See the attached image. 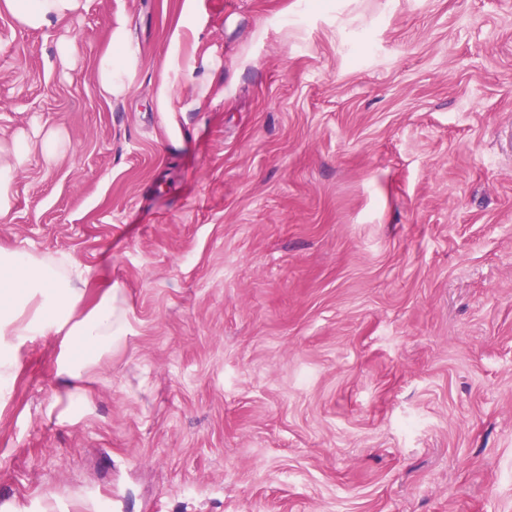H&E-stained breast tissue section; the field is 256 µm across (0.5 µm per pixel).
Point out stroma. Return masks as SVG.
Wrapping results in <instances>:
<instances>
[{
    "label": "stroma",
    "instance_id": "stroma-1",
    "mask_svg": "<svg viewBox=\"0 0 512 512\" xmlns=\"http://www.w3.org/2000/svg\"><path fill=\"white\" fill-rule=\"evenodd\" d=\"M139 54L96 91L110 32ZM76 42L71 68L56 42ZM173 97V145L156 110ZM0 247L128 327L77 424L60 342L0 402L21 512H512V0H86L0 13V141L48 129ZM85 0H2L0 11H8L24 28L44 29L78 15Z\"/></svg>",
    "mask_w": 512,
    "mask_h": 512
}]
</instances>
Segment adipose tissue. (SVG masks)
<instances>
[{"label":"adipose tissue","instance_id":"ef3b65f1","mask_svg":"<svg viewBox=\"0 0 512 512\" xmlns=\"http://www.w3.org/2000/svg\"><path fill=\"white\" fill-rule=\"evenodd\" d=\"M85 0H0L24 28L44 29L78 15ZM135 52L128 39L110 38L95 59L96 87L108 100L125 92L135 67ZM63 141L48 131L39 144L17 136L0 144V223L11 221L16 178L32 151L46 162L61 155ZM89 270L67 253H36L24 248H0V401L17 377L18 354L37 337L57 336L62 351L57 373L65 387L63 406L56 419L74 424L89 406L87 384L91 370L126 334L127 310L119 289L104 291L92 307H84Z\"/></svg>","mask_w":512,"mask_h":512}]
</instances>
